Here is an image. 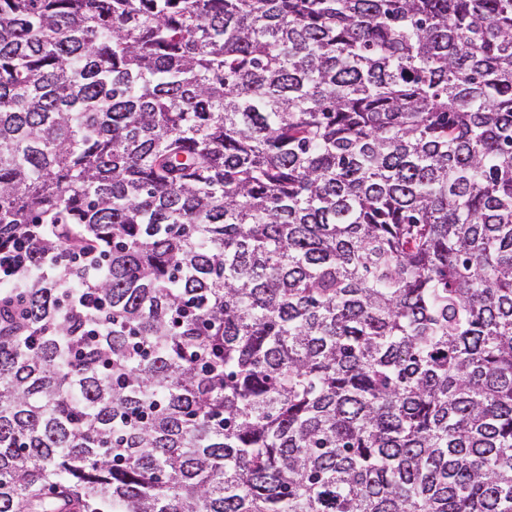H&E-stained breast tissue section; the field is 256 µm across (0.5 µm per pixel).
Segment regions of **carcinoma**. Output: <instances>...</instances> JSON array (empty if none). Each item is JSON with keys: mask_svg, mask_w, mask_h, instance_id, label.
I'll list each match as a JSON object with an SVG mask.
<instances>
[{"mask_svg": "<svg viewBox=\"0 0 512 512\" xmlns=\"http://www.w3.org/2000/svg\"><path fill=\"white\" fill-rule=\"evenodd\" d=\"M13 244L0 512H512V0H0Z\"/></svg>", "mask_w": 512, "mask_h": 512, "instance_id": "cac0c4a2", "label": "carcinoma"}]
</instances>
